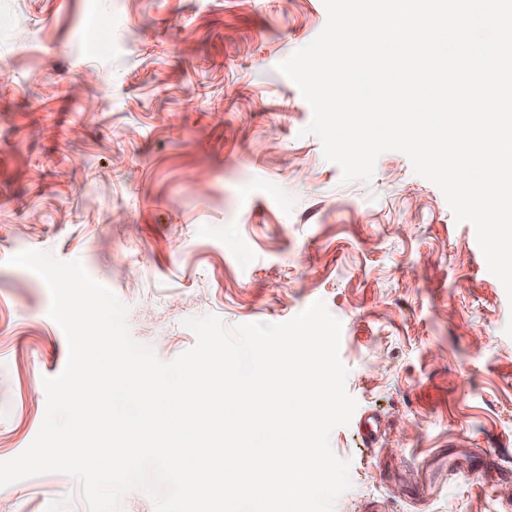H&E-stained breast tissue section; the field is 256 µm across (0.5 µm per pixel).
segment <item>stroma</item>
Here are the masks:
<instances>
[{"label": "stroma", "instance_id": "stroma-1", "mask_svg": "<svg viewBox=\"0 0 512 512\" xmlns=\"http://www.w3.org/2000/svg\"><path fill=\"white\" fill-rule=\"evenodd\" d=\"M323 0H0V461L68 360L25 250L80 261L165 361L188 318L278 324L323 301L357 408L330 436L335 512H512V301L474 226L399 152L342 183L279 62ZM380 416L365 447L359 421ZM490 456L489 479L465 473ZM0 512H87L78 480L0 488Z\"/></svg>", "mask_w": 512, "mask_h": 512}]
</instances>
